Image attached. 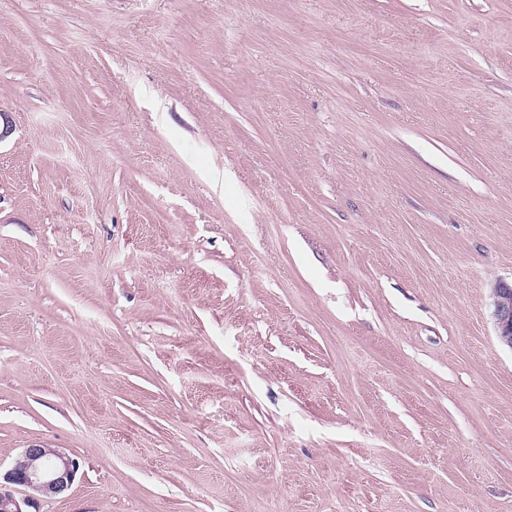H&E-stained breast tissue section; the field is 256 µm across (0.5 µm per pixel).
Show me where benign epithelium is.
<instances>
[{"mask_svg":"<svg viewBox=\"0 0 512 512\" xmlns=\"http://www.w3.org/2000/svg\"><path fill=\"white\" fill-rule=\"evenodd\" d=\"M493 318L499 341L512 349V283L499 281L492 288ZM80 469L79 461L61 448L31 446L23 449L0 483V512H26L35 497H54L67 492ZM32 492L16 496L15 487Z\"/></svg>","mask_w":512,"mask_h":512,"instance_id":"1","label":"benign epithelium"}]
</instances>
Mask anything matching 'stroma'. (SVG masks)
I'll return each instance as SVG.
<instances>
[{
  "label": "stroma",
  "mask_w": 512,
  "mask_h": 512,
  "mask_svg": "<svg viewBox=\"0 0 512 512\" xmlns=\"http://www.w3.org/2000/svg\"><path fill=\"white\" fill-rule=\"evenodd\" d=\"M0 111L30 512H512V0H0ZM491 296L496 335L503 345L512 349V283H495ZM79 469V461L62 448H24L4 480L8 485L27 488L33 495L18 498L15 489L2 484L0 474V512H30L24 506H30L35 496L48 498L64 494L71 488Z\"/></svg>",
  "instance_id": "stroma-1"
}]
</instances>
